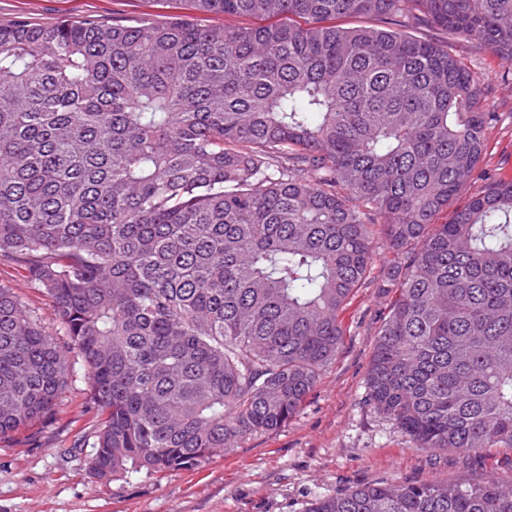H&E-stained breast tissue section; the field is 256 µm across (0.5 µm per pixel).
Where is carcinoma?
<instances>
[{
    "mask_svg": "<svg viewBox=\"0 0 512 512\" xmlns=\"http://www.w3.org/2000/svg\"><path fill=\"white\" fill-rule=\"evenodd\" d=\"M192 2L272 23L0 24V261L67 336L0 285V440L54 416L68 349L99 479L280 428L336 357L379 217L399 272L369 403L420 448H512V179L434 223L478 177L495 113L449 44L404 30L512 61V0ZM305 512H512V485L356 486ZM0 284L13 288L22 301L41 317L45 329L62 344L65 341V331L56 319L50 299L35 290L23 277V273L13 264L0 262Z\"/></svg>",
    "mask_w": 512,
    "mask_h": 512,
    "instance_id": "cac0c4a2",
    "label": "carcinoma"
}]
</instances>
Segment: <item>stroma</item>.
Masks as SVG:
<instances>
[{"instance_id": "35a3bbf8", "label": "stroma", "mask_w": 512, "mask_h": 512, "mask_svg": "<svg viewBox=\"0 0 512 512\" xmlns=\"http://www.w3.org/2000/svg\"><path fill=\"white\" fill-rule=\"evenodd\" d=\"M187 0H0V24L94 18L156 21L189 14ZM450 47L474 72L487 111L482 178L460 194L436 223L480 193L486 182L512 178V61L477 41ZM390 259L377 249L374 266L341 315L344 336L300 411L280 429L247 435L192 471L112 483L90 468L96 412L89 381L77 369L51 421L0 441V512H304L307 503L360 485L393 480L467 483L486 477L512 483V448L472 456L454 448L415 447L369 405L366 374L393 291L380 280ZM0 284L13 288L57 340L65 331L50 299L16 266L0 263Z\"/></svg>"}]
</instances>
